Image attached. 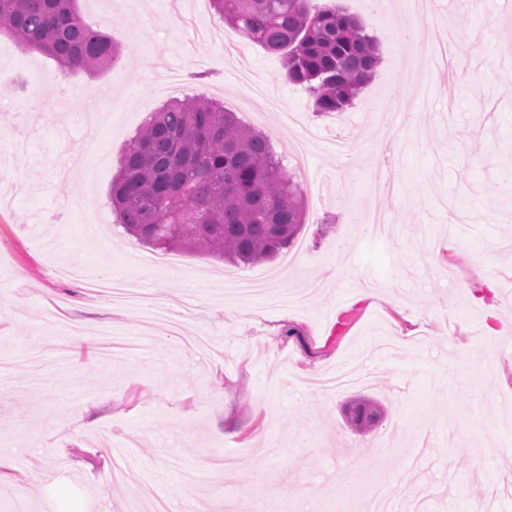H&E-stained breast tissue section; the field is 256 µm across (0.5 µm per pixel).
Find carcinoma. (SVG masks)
Masks as SVG:
<instances>
[{"label":"carcinoma","mask_w":512,"mask_h":512,"mask_svg":"<svg viewBox=\"0 0 512 512\" xmlns=\"http://www.w3.org/2000/svg\"><path fill=\"white\" fill-rule=\"evenodd\" d=\"M239 33L282 57L288 80L309 94L315 112L351 107L380 63L376 40L340 7L309 0H209ZM0 34L40 52L65 76L110 69L123 60L108 33L81 18L78 0H0ZM119 223L159 249L205 252L257 263L289 249L301 232L305 201L270 137L204 97L173 99L130 142L112 180ZM366 432L384 409L359 398L344 406Z\"/></svg>","instance_id":"1"}]
</instances>
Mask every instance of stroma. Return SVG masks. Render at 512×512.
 Returning <instances> with one entry per match:
<instances>
[{
    "instance_id": "1",
    "label": "stroma",
    "mask_w": 512,
    "mask_h": 512,
    "mask_svg": "<svg viewBox=\"0 0 512 512\" xmlns=\"http://www.w3.org/2000/svg\"><path fill=\"white\" fill-rule=\"evenodd\" d=\"M165 0H79L86 23L112 35L124 60L91 75L62 76L51 59L0 35V440L10 442L0 505L25 512H152L148 494L173 512H347L388 496L391 512L422 501L431 512H475L494 500L512 512V474L496 450L512 443V0L492 13L466 0H435L416 27L438 39L445 27L475 38L478 55L449 50L426 94L392 86L403 58L391 43L395 17L375 19L372 0H312L342 6L379 42L381 62L352 108L315 113L282 61L223 25L238 48L165 21ZM65 79L79 102L112 100L96 133L64 124L46 104V79ZM410 99L418 146L397 147L388 195L359 199L333 141L347 135L371 169L373 118L381 94ZM202 94L272 141L307 143L313 192L305 224L286 254L233 267L286 282L305 306L238 302L220 285L227 263L178 251L175 270L151 266V247L131 259L128 234L109 191L129 140L172 97ZM385 216L388 239L373 237L366 210ZM454 239L434 258L428 242ZM101 278L138 280L182 315L186 334L212 336L211 351L185 350L165 323L143 335V312L120 307L58 276L63 261ZM341 277H333V270ZM496 290L482 292L481 273ZM383 291L377 304L360 290ZM483 302H476V295ZM90 343L67 347L60 369L59 316ZM139 341L124 363H99L103 333ZM411 340H404V333ZM339 369L370 374L363 386L313 392L306 377ZM365 395L386 416L362 434L342 407ZM355 471L339 474L346 462ZM40 485L24 498L26 483Z\"/></svg>"
}]
</instances>
